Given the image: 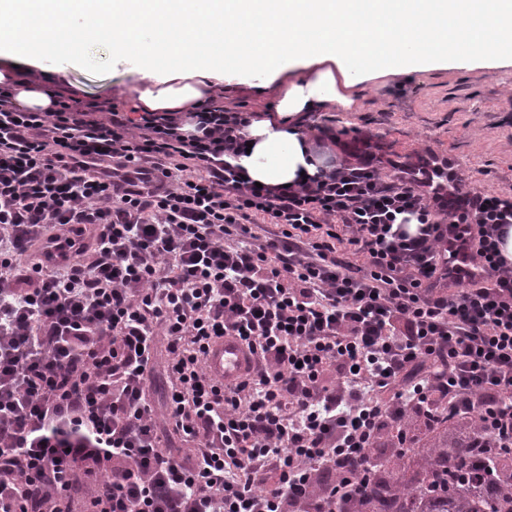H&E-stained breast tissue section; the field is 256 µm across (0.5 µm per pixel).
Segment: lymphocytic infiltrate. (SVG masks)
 <instances>
[{
  "instance_id": "f902f5d3",
  "label": "lymphocytic infiltrate",
  "mask_w": 512,
  "mask_h": 512,
  "mask_svg": "<svg viewBox=\"0 0 512 512\" xmlns=\"http://www.w3.org/2000/svg\"><path fill=\"white\" fill-rule=\"evenodd\" d=\"M12 97L0 85V512H336L413 422L472 419L476 447L512 448L500 197L449 223L420 163L382 175L368 135L327 173L259 187L228 162L245 110L135 120ZM452 239L486 281L449 277ZM222 336L256 358L232 386L206 368ZM167 349L168 337L163 334L156 336V362L154 370L147 378V398L158 409L162 408L166 387L164 365L169 354Z\"/></svg>"
}]
</instances>
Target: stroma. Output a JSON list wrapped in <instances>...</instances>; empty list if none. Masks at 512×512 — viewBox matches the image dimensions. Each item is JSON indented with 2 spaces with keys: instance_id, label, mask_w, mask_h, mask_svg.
<instances>
[{
  "instance_id": "stroma-1",
  "label": "stroma",
  "mask_w": 512,
  "mask_h": 512,
  "mask_svg": "<svg viewBox=\"0 0 512 512\" xmlns=\"http://www.w3.org/2000/svg\"><path fill=\"white\" fill-rule=\"evenodd\" d=\"M135 71L113 68L98 52L57 83L82 106L135 109ZM314 132L372 135L387 158L447 161L463 190L512 197V68L461 67L417 72L385 84L365 83L352 110L334 105L307 121Z\"/></svg>"
}]
</instances>
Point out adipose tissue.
Listing matches in <instances>:
<instances>
[{
    "instance_id": "adipose-tissue-1",
    "label": "adipose tissue",
    "mask_w": 512,
    "mask_h": 512,
    "mask_svg": "<svg viewBox=\"0 0 512 512\" xmlns=\"http://www.w3.org/2000/svg\"><path fill=\"white\" fill-rule=\"evenodd\" d=\"M113 65L133 63L143 110L177 112L216 86L255 80L272 110L236 159L268 185L328 169L304 131L311 113L355 104L356 89L411 72L512 67V0H0V84L16 65L65 72L93 29Z\"/></svg>"
}]
</instances>
